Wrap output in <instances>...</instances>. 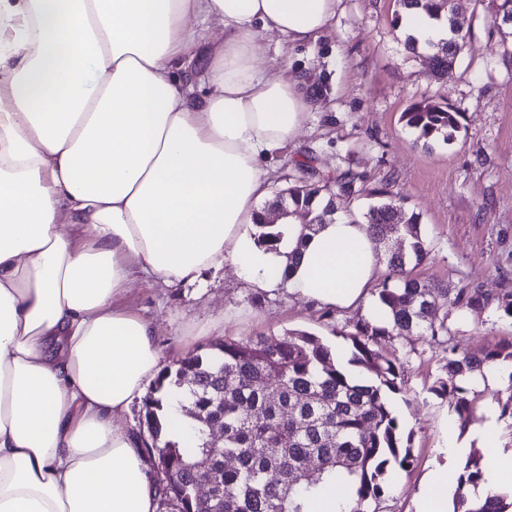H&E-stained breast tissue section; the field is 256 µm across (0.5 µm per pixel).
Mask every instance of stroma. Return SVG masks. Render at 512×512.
I'll use <instances>...</instances> for the list:
<instances>
[{"label": "stroma", "instance_id": "obj_1", "mask_svg": "<svg viewBox=\"0 0 512 512\" xmlns=\"http://www.w3.org/2000/svg\"><path fill=\"white\" fill-rule=\"evenodd\" d=\"M454 6L469 35L442 77L406 53L404 31L393 23L396 0H339L331 28L308 48L291 51L263 34L267 56L304 67L318 90L295 146L271 160L268 188L287 187L301 164L316 181L350 171L372 186L391 183L421 217L429 257L415 276L447 289L452 343L476 351L512 339V317L501 305L512 293V35L494 25L492 0ZM430 96L463 119L452 143L425 149L400 115ZM474 293L483 304H468ZM130 303L154 323L165 367L223 338H278L289 329L314 333L345 356L349 324L364 315L339 310L327 320L313 304L250 288L228 265L191 286L138 284ZM448 346L415 334L381 345L401 365L391 406L417 464L394 471L378 512H416L424 475L437 465L457 469L442 447L454 401L432 391L449 379Z\"/></svg>", "mask_w": 512, "mask_h": 512}]
</instances>
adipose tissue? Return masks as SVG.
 Instances as JSON below:
<instances>
[{
  "label": "adipose tissue",
  "mask_w": 512,
  "mask_h": 512,
  "mask_svg": "<svg viewBox=\"0 0 512 512\" xmlns=\"http://www.w3.org/2000/svg\"><path fill=\"white\" fill-rule=\"evenodd\" d=\"M338 2L0 0V512H156L124 423L161 368L137 283L229 264L259 291L367 304L383 268L362 221L290 223L293 264L255 239L263 164L311 109L304 72L261 68L260 37L317 42ZM200 23L224 38L198 75ZM471 434L512 485L494 411Z\"/></svg>",
  "instance_id": "1"
}]
</instances>
